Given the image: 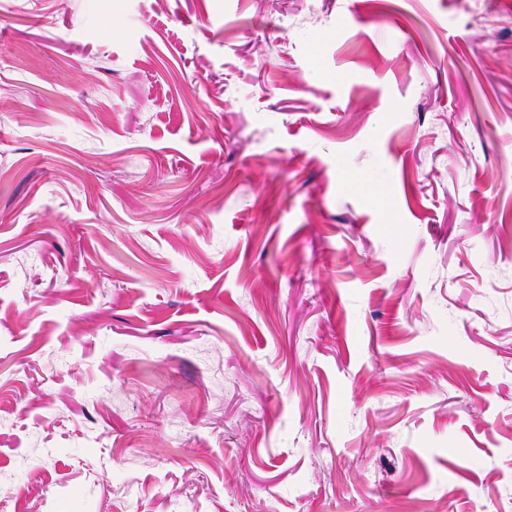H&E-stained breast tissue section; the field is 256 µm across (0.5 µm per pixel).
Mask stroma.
Masks as SVG:
<instances>
[{
  "label": "stroma",
  "instance_id": "stroma-1",
  "mask_svg": "<svg viewBox=\"0 0 512 512\" xmlns=\"http://www.w3.org/2000/svg\"><path fill=\"white\" fill-rule=\"evenodd\" d=\"M0 512H512V0H0Z\"/></svg>",
  "mask_w": 512,
  "mask_h": 512
}]
</instances>
